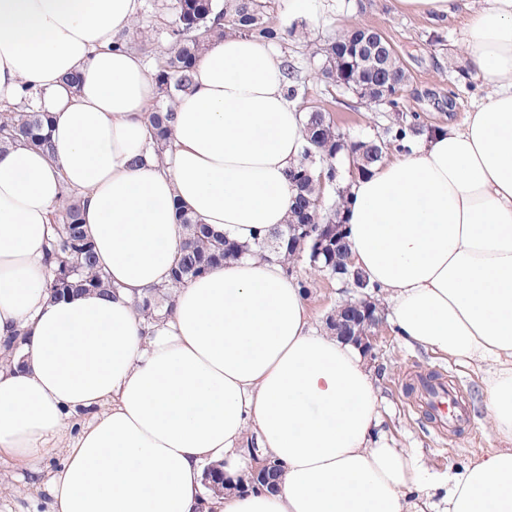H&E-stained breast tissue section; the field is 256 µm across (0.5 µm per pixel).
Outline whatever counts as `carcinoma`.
Here are the masks:
<instances>
[{
  "label": "carcinoma",
  "instance_id": "carcinoma-1",
  "mask_svg": "<svg viewBox=\"0 0 512 512\" xmlns=\"http://www.w3.org/2000/svg\"><path fill=\"white\" fill-rule=\"evenodd\" d=\"M175 20L171 29V45L156 70L157 100L147 120L151 129V148L158 159L173 139L172 119L179 96L193 84L194 63L213 41L231 30L246 37L280 43L296 32L273 20L272 0H176ZM376 32L356 28L325 43L321 48L325 81L346 90L356 76L353 56L339 47H356ZM391 81L394 90L405 86L407 73L398 54H386L380 69L362 73L361 81L368 86ZM401 98L391 97L385 105L397 112L396 128L391 138L346 137L336 127L329 112L316 107L305 113V144L301 159L291 175L295 197L288 223L270 234L258 238L253 245H242L199 222L187 211H179V222L188 231V241L175 262L172 284L155 288L136 301L147 318H156L173 308L174 288L203 275L216 264L236 260L245 255L279 259L284 271L292 274L294 263L304 258L310 266L328 274L336 269V252L313 256V240L291 236L295 224H317L327 230L331 221L320 217L327 195L333 193L343 202L345 190L341 183L348 177L366 175L382 162L391 148L404 149L413 137L433 133L435 126L420 122L417 113L400 112ZM9 142L27 143L44 149L48 145L46 115L28 112L25 108L0 113V145ZM62 214L50 225L44 263L48 269L46 287L53 297H65L83 291H110L107 274L98 266L95 247L80 221V199L66 192Z\"/></svg>",
  "mask_w": 512,
  "mask_h": 512
}]
</instances>
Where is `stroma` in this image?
Instances as JSON below:
<instances>
[{"instance_id":"stroma-1","label":"stroma","mask_w":512,"mask_h":512,"mask_svg":"<svg viewBox=\"0 0 512 512\" xmlns=\"http://www.w3.org/2000/svg\"><path fill=\"white\" fill-rule=\"evenodd\" d=\"M174 0H140L136 18L123 33L133 42L137 32H146L152 48L144 58L157 68L169 47V26L174 18ZM318 23L293 19L288 0H275L272 17L279 24H296L297 32L278 46L299 81L298 108L318 105L327 109L339 127L352 138L385 134L394 115L385 106L368 104L350 93L320 81V47L351 28L380 32L397 50L409 76L401 95L405 112L420 113L425 122L438 125L462 122L467 112L486 91L465 76V60L459 50L463 38V17L429 18L397 9L394 0H316ZM293 276L307 285L306 300L318 327L343 301L368 298L376 303L382 321L367 363L372 371L381 423L376 430L382 441L402 448L417 458L425 479L441 482L460 471L476 457L511 442L498 436L487 420L488 388L477 366L407 344L387 319L389 308L379 293L346 287L344 282L314 270L307 262H297ZM435 372L452 380L462 401L471 410V421L457 431L440 430L426 412L407 394L408 375ZM47 495L20 479L19 471L0 466V504L11 512H46Z\"/></svg>"}]
</instances>
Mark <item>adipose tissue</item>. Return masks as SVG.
<instances>
[{"label": "adipose tissue", "instance_id": "1", "mask_svg": "<svg viewBox=\"0 0 512 512\" xmlns=\"http://www.w3.org/2000/svg\"><path fill=\"white\" fill-rule=\"evenodd\" d=\"M467 12L463 52L487 87L463 124L346 182L355 269L408 342L493 369L488 410L512 440V0H396ZM139 0H0V106L50 113L49 147L0 150V463L38 478L49 512H512V447L449 478L436 504L412 458L377 444L362 352L312 325L299 283L273 261L214 265L171 314L135 306L169 284L186 238L179 202L242 243L288 220L304 114L274 44L225 34L197 59L164 160L150 147L157 86L121 44ZM116 296L51 298L45 240L64 190ZM281 467L278 492L209 495L206 467L247 479V435ZM415 496H408V489Z\"/></svg>", "mask_w": 512, "mask_h": 512}]
</instances>
